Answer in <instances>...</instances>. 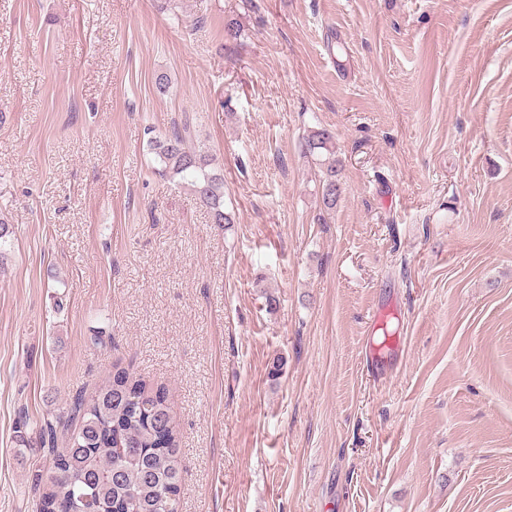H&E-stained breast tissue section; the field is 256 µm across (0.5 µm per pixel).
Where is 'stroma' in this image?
Masks as SVG:
<instances>
[{"label":"stroma","mask_w":512,"mask_h":512,"mask_svg":"<svg viewBox=\"0 0 512 512\" xmlns=\"http://www.w3.org/2000/svg\"><path fill=\"white\" fill-rule=\"evenodd\" d=\"M162 3L0 0V512L48 484L19 418L117 366L183 512H512V0ZM183 123L231 228L155 160ZM332 138L333 136L325 129L313 130L301 143V150L305 156L320 155L323 152L331 155ZM328 165L326 170L323 172V177L320 180L321 186V201L327 211L336 208L337 202L341 196V186L339 181L336 179L338 175L337 164L339 161L335 158H328Z\"/></svg>","instance_id":"35a3bbf8"}]
</instances>
